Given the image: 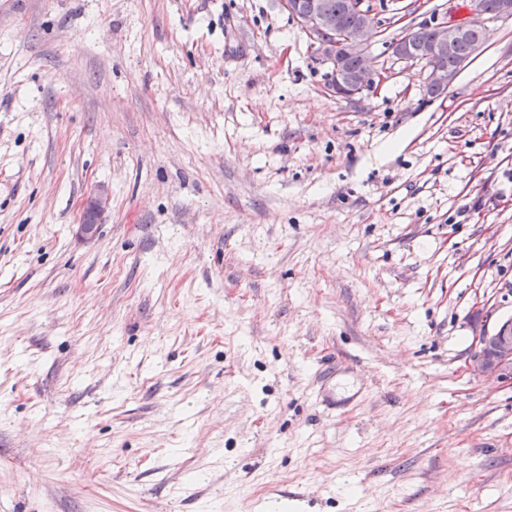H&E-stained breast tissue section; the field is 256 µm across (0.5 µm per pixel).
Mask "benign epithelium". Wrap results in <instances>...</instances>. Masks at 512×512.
I'll return each instance as SVG.
<instances>
[{"label":"benign epithelium","mask_w":512,"mask_h":512,"mask_svg":"<svg viewBox=\"0 0 512 512\" xmlns=\"http://www.w3.org/2000/svg\"><path fill=\"white\" fill-rule=\"evenodd\" d=\"M285 10L307 33L316 46L318 63L324 68L327 91L336 96L353 98L376 90L386 79V69L374 65L366 52L375 35V23L362 0L352 3L359 21L352 30H346L335 14L328 11L323 0H283ZM430 41L418 46H401L394 53L396 61L412 67L425 63L428 67L427 87L445 92L455 81L459 70H452L433 62V58L448 53L462 34V23L443 21L429 26ZM351 57L361 61L358 78L348 76L345 62ZM106 198L100 193L87 199L76 233L84 241L98 234L97 220L105 210ZM478 347L471 370L485 379L512 383V318L501 322L494 331L482 329L474 336Z\"/></svg>","instance_id":"7a95c632"}]
</instances>
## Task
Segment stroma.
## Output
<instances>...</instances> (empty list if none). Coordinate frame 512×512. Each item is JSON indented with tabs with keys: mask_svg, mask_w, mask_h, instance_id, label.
I'll use <instances>...</instances> for the list:
<instances>
[{
	"mask_svg": "<svg viewBox=\"0 0 512 512\" xmlns=\"http://www.w3.org/2000/svg\"><path fill=\"white\" fill-rule=\"evenodd\" d=\"M366 3L345 99L280 0H0V512H512V17L432 95L473 0ZM427 27L428 25L422 26L401 38L400 40H405V42L408 43L406 45H402L396 53L393 52V55L397 62L404 63L406 67H412L419 63H427V87L429 89L445 92L455 81L459 70L476 52L479 51L486 41V29L482 39L481 27L477 24L472 25L467 30L464 38L456 44L463 31L461 22H457L450 18L448 21L430 25V31ZM430 37L431 39L428 41ZM481 39V46L475 48L471 53L472 46L478 43ZM409 43L420 45L411 47ZM446 53L448 54L439 57L437 60L438 63L444 66L433 62V58ZM466 56L469 57L464 58L457 67L458 61ZM456 67L457 69L455 70L448 69ZM106 198L102 193H97L87 199L80 224H77L76 233L84 241H92L98 234V217L105 210ZM474 342L478 351L472 360V372L485 380L512 384V318L492 332L481 329Z\"/></svg>",
	"mask_w": 512,
	"mask_h": 512,
	"instance_id": "stroma-1",
	"label": "stroma"
}]
</instances>
